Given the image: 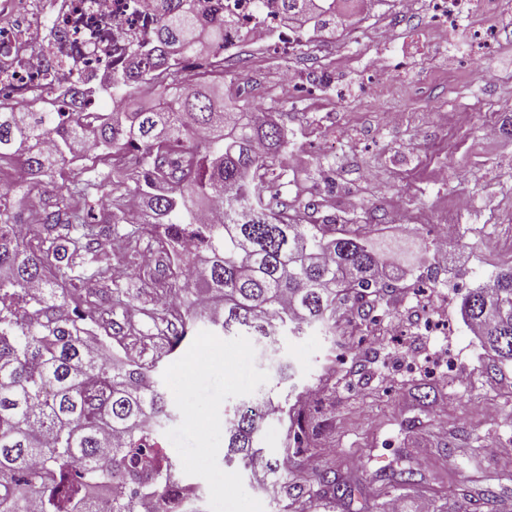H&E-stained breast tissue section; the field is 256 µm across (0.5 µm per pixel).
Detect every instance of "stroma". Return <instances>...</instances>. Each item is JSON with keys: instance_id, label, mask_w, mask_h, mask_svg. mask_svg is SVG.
<instances>
[{"instance_id": "stroma-1", "label": "stroma", "mask_w": 512, "mask_h": 512, "mask_svg": "<svg viewBox=\"0 0 512 512\" xmlns=\"http://www.w3.org/2000/svg\"><path fill=\"white\" fill-rule=\"evenodd\" d=\"M337 7L352 14L358 40L326 30L291 62L298 71L328 65L327 84L281 97L283 60L248 33L237 57L225 60L223 77L184 75L195 88L223 86L225 104L249 112L264 107L282 126L288 177L279 190L289 211L315 200L338 206L343 223L371 225L378 247L392 243L393 228L406 235V261L372 322L343 316L332 336L317 329L281 336L275 357L255 348L258 369L273 372L284 359L296 392L317 390L316 401L296 405L310 428L307 456L319 457L322 469L352 491L341 502L317 496L306 456L289 457L288 480L300 488L290 512H388L394 501L405 512L423 501L430 512H477L473 498L483 493L496 497L498 512H512V473L485 450L490 439L512 445V363L493 359L461 311L468 289L512 264L505 250L512 242V140L484 136L485 124L512 118V22L496 18V45L479 57L471 44L473 17L444 35L423 6L408 15L395 0H338ZM384 24L398 28L397 41L379 39ZM375 54L401 62L404 98L372 104L373 89L385 81L368 65ZM398 108L404 121L387 122L386 112ZM370 166L383 172L381 181H364ZM461 195L470 200L463 213L455 208ZM399 211L420 220L397 223ZM448 220L464 231L448 244L461 263L439 270L436 281H416L434 263L435 225ZM138 251L151 262L121 280L127 303L108 305L111 289L102 283H89L86 293L103 302L97 333L123 357L153 366L158 380L172 362L159 288L168 260L146 236ZM422 292L447 302V329L428 334L413 318ZM442 351L454 370L429 374L427 356ZM409 468L416 484L400 489V473Z\"/></svg>"}]
</instances>
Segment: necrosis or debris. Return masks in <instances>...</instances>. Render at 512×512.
I'll use <instances>...</instances> for the list:
<instances>
[{
    "mask_svg": "<svg viewBox=\"0 0 512 512\" xmlns=\"http://www.w3.org/2000/svg\"><path fill=\"white\" fill-rule=\"evenodd\" d=\"M434 17L454 25L465 16L512 14V0H427ZM238 24L224 31L234 52L243 32L259 36L280 54L302 47L301 31L283 22L279 0H210ZM154 0H0V92L7 100L69 99L74 88L106 86L114 69L128 67L129 50L153 41Z\"/></svg>",
    "mask_w": 512,
    "mask_h": 512,
    "instance_id": "4bbe7bcc",
    "label": "necrosis or debris"
}]
</instances>
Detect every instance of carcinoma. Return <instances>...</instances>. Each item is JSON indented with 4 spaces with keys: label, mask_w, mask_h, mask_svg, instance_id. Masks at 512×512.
<instances>
[{
    "label": "carcinoma",
    "mask_w": 512,
    "mask_h": 512,
    "mask_svg": "<svg viewBox=\"0 0 512 512\" xmlns=\"http://www.w3.org/2000/svg\"><path fill=\"white\" fill-rule=\"evenodd\" d=\"M157 35L147 50L135 47L128 68L112 72V101L135 97L145 86L165 89L166 100L135 112L36 109L28 102L0 108V160L22 158L34 183L72 167L64 192L42 211L28 235L18 238L5 223L24 222L13 197L28 186L0 190L7 222L0 221V512H163L165 499H180L177 466L160 442L171 417V399L143 366L109 363L78 329L70 295L86 282L111 281L110 267L87 269L104 240L125 243L137 256L143 226L162 224L158 246L169 253L184 235L198 251L174 258L191 269L187 282L170 273L164 287L183 293L170 315L179 329L168 353L205 321L226 336H254L267 345L286 333L311 328L336 332V316L348 294L377 296L390 287L376 275L382 257L367 231L345 224L288 222L287 208L270 190L286 150L282 128L258 112H236L210 94L183 86L171 54H219L222 15L208 0H156ZM288 21L336 23V0H280ZM103 151L99 163L79 165L76 156ZM137 168L134 185L114 171ZM224 223L201 224L199 212L222 192ZM141 208H126V196ZM100 197L99 209L87 207ZM214 299L210 310L193 308L192 291ZM468 325L501 363H512V264L471 289L462 301ZM290 420L292 446L269 456L260 447L264 416L239 408L224 428V464L251 470L262 464L282 490L288 512L295 488L281 478L288 452L304 450L302 420Z\"/></svg>",
    "instance_id": "carcinoma-1"
}]
</instances>
